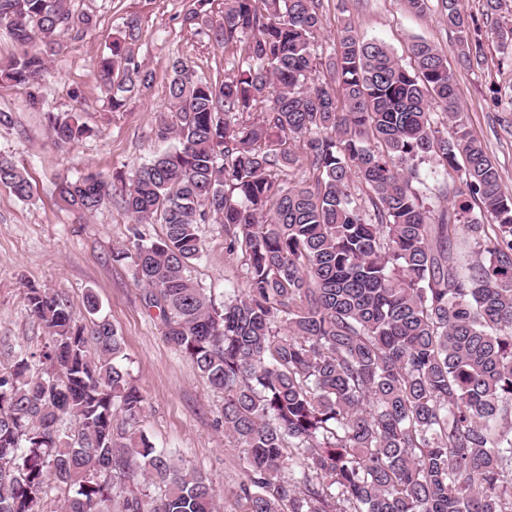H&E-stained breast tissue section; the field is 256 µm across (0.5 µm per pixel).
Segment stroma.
I'll use <instances>...</instances> for the list:
<instances>
[{"label":"stroma","mask_w":512,"mask_h":512,"mask_svg":"<svg viewBox=\"0 0 512 512\" xmlns=\"http://www.w3.org/2000/svg\"><path fill=\"white\" fill-rule=\"evenodd\" d=\"M73 12H85L94 25L83 39L57 35L62 51L48 62L41 84L46 109L29 108L23 87L0 84V110L11 112L14 125L0 130V153L11 155L32 184L22 201L0 187V352L8 347L42 345L47 335L27 314L24 290L33 284L51 288L67 299L75 320L89 324L84 296L94 291L101 313L124 339L126 365L144 397L142 429L156 447L176 451L216 485L217 512H242L236 492L245 479V455L232 447L217 420L224 397L199 377L191 362L168 344L155 313L144 303L128 263L112 259L127 245L131 220L105 204L91 214L65 209L58 200L61 178L99 173L108 179L129 174L164 150L155 136L166 106L168 64L183 58L199 76L220 80L232 71L231 52L215 46L183 16L196 0H67ZM470 37L481 46V62L463 63L455 49L456 34L436 10L417 14L405 0H321L323 28L317 46L327 56L345 20H352L366 40L385 43L401 62L409 46L423 38L447 57L473 135L496 163L502 191L512 198V54L499 50L495 28H512V12L489 16L483 0H463ZM137 18L140 58L154 73L149 91L133 98L125 111H112L100 84L95 61L127 18ZM77 112L91 136L61 150L54 146L48 113ZM420 191L432 209H447L461 189L456 172L423 168ZM202 259L192 269L195 281L216 302L227 289L240 286L241 258L224 248V227H200Z\"/></svg>","instance_id":"1"}]
</instances>
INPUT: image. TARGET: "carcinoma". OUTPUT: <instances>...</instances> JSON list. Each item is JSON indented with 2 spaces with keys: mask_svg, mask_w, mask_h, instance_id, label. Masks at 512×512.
Here are the masks:
<instances>
[{
  "mask_svg": "<svg viewBox=\"0 0 512 512\" xmlns=\"http://www.w3.org/2000/svg\"><path fill=\"white\" fill-rule=\"evenodd\" d=\"M436 10L464 62H480L462 0ZM92 25L66 0H0V30L31 45L0 60V83L42 108L57 33ZM322 26L320 0H224L203 34L242 47L236 74L213 81L172 60L156 126L170 146L117 196L91 173L62 179L59 197L130 215L113 259L133 266L166 341L224 394V435L246 452L243 512H512V199L436 46L412 42L405 66L348 20L329 84L316 78ZM139 37L133 18L96 61L114 112L151 88ZM48 121L59 148L92 133L76 112ZM301 162L312 180L293 178ZM426 162L464 186L436 214L411 186ZM0 186L30 197L2 153ZM202 224L224 225L226 251L243 258V292L222 305L191 275ZM460 225L476 248L465 274L452 252ZM24 301L48 341L0 364V512H46L51 486L62 512H112L115 489L139 475L164 493L130 490L121 512H214L206 475L130 431L144 399L96 294L89 327L49 288L28 286Z\"/></svg>",
  "mask_w": 512,
  "mask_h": 512,
  "instance_id": "obj_1",
  "label": "carcinoma"
}]
</instances>
